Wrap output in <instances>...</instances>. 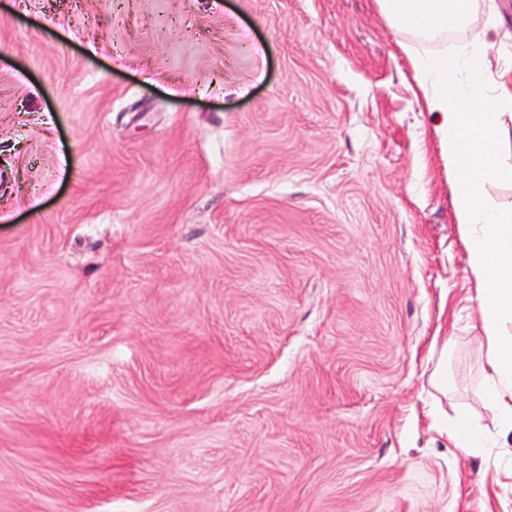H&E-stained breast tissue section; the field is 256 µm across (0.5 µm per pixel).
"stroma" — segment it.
Segmentation results:
<instances>
[{"instance_id": "stroma-1", "label": "stroma", "mask_w": 512, "mask_h": 512, "mask_svg": "<svg viewBox=\"0 0 512 512\" xmlns=\"http://www.w3.org/2000/svg\"><path fill=\"white\" fill-rule=\"evenodd\" d=\"M408 40L376 0H0V512H512V447L429 414L493 425Z\"/></svg>"}]
</instances>
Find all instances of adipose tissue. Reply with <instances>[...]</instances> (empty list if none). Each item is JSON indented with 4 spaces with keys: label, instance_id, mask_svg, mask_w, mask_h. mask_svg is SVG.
<instances>
[{
    "label": "adipose tissue",
    "instance_id": "obj_1",
    "mask_svg": "<svg viewBox=\"0 0 512 512\" xmlns=\"http://www.w3.org/2000/svg\"><path fill=\"white\" fill-rule=\"evenodd\" d=\"M381 14L413 40L404 49L429 111L439 113L440 144L448 156L452 206L467 246V264L479 301L478 340L485 349L482 393L496 432L484 436L467 412L439 415L438 427L460 448L512 444V208L490 201L487 186L512 181L503 158L502 119L512 114V72L490 74L489 47L512 60V33L503 31L495 0H377ZM484 19L495 42L474 36ZM455 32L453 50L430 45Z\"/></svg>",
    "mask_w": 512,
    "mask_h": 512
}]
</instances>
